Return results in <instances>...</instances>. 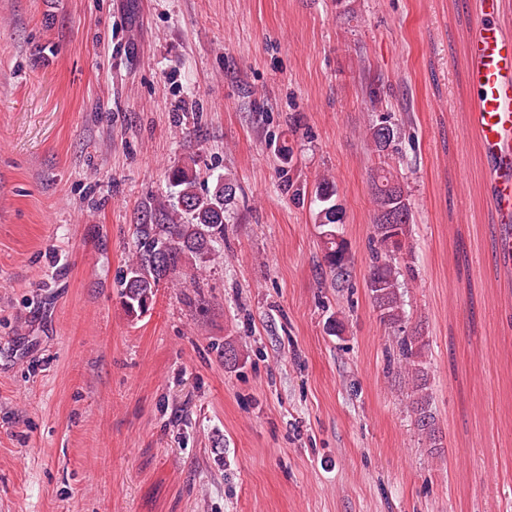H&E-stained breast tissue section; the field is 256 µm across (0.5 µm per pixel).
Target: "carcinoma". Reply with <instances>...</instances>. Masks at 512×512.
Segmentation results:
<instances>
[{"label": "carcinoma", "instance_id": "cac0c4a2", "mask_svg": "<svg viewBox=\"0 0 512 512\" xmlns=\"http://www.w3.org/2000/svg\"><path fill=\"white\" fill-rule=\"evenodd\" d=\"M396 135L397 130L387 123L374 125L367 132L380 157L388 155ZM168 180L174 192L158 208L166 223L137 225L136 252L120 289L126 311L136 317L149 311L159 284L178 273L182 263L201 264L218 257L215 244L224 241V224L237 203V184L230 172L217 178L213 191L206 194L198 191L193 158L170 169ZM372 194L376 216L372 224V265L367 289L380 318L399 327L401 336L396 340V354L388 361L399 364L417 429L434 444L439 429L424 361L426 341L421 333H409L402 328L405 311L399 277L412 231L410 203L398 176L386 168L374 177ZM311 200L323 261L332 277L348 278L351 276L349 246L339 230L344 211L333 181L322 178L312 190Z\"/></svg>", "mask_w": 512, "mask_h": 512}]
</instances>
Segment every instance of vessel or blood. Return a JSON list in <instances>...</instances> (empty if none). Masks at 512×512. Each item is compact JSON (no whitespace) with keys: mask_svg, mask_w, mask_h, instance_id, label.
I'll return each mask as SVG.
<instances>
[{"mask_svg":"<svg viewBox=\"0 0 512 512\" xmlns=\"http://www.w3.org/2000/svg\"><path fill=\"white\" fill-rule=\"evenodd\" d=\"M502 0H480V15L466 42L468 80L476 90L467 131L488 161V202L505 227L499 261L512 267V36L499 22Z\"/></svg>","mask_w":512,"mask_h":512,"instance_id":"1","label":"vessel or blood"}]
</instances>
